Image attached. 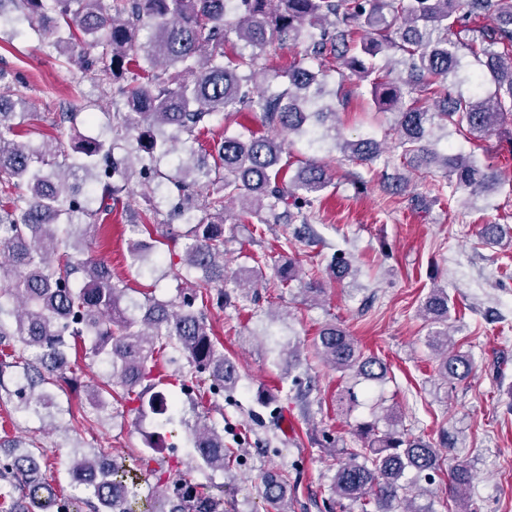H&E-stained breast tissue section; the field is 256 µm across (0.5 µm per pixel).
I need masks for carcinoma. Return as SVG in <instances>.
<instances>
[{
    "instance_id": "cac0c4a2",
    "label": "carcinoma",
    "mask_w": 512,
    "mask_h": 512,
    "mask_svg": "<svg viewBox=\"0 0 512 512\" xmlns=\"http://www.w3.org/2000/svg\"><path fill=\"white\" fill-rule=\"evenodd\" d=\"M15 5L19 22L48 39L72 66L70 83L91 81L124 101L109 112L110 137L78 136L66 153L35 141L31 113L18 98L4 106L0 94V390L6 401L41 417L69 414L46 386L75 384L70 350L81 348L89 364L105 363L101 381L84 385L89 407L101 415L115 400L136 418L171 421L180 396L193 403L204 390L217 405L240 381L224 345L211 336L197 302L222 309L232 303L227 283L247 290L263 278L260 267L224 272V211L242 203L238 221L309 223L328 176L308 161L290 177L281 163L286 130L319 141L336 139L335 102H326L333 74L355 76L371 86L375 103L394 116L389 130L409 170L417 176L442 172L450 196L489 195L509 184L501 171L476 154L448 155L430 141L432 129H451L483 148L490 137L512 142V0H0ZM148 30L143 41L138 31ZM235 34L243 47L224 45ZM289 44L299 60L288 70V87L269 93L248 84L261 71L262 56ZM382 56L381 66L368 58ZM479 66L471 71L465 58ZM258 112L266 132L224 136L209 156L194 162L193 144L210 119ZM187 159L171 172L160 162L178 152ZM344 160L374 162L382 153L372 137L337 142ZM137 178L150 192L136 195ZM205 182L206 195L195 192ZM177 198L181 224H145L159 235L169 258L132 239V264L149 275L189 284L176 297H130L112 269L85 251H71L76 231L89 237L117 208L157 211L160 189ZM204 211L213 220L195 215ZM134 226V230H139ZM182 249L174 261L176 249ZM448 292L433 288L420 315L430 329L426 346L446 382L462 381L470 356L448 349ZM315 355L343 373L381 381L387 365L366 355L348 332L323 326ZM186 447L159 462L153 440L129 459L99 445L77 453L68 468L74 492L41 475L47 449L35 444L0 457V512H224V485L177 477L181 466L224 471L240 456L225 445L224 425L185 424ZM360 448L343 451L330 486L331 501L372 504L377 512H428L403 492L412 471L429 479L439 467L438 450L421 437L359 427ZM284 474L269 473L263 499L288 512ZM470 475L452 471L457 512H470Z\"/></svg>"
}]
</instances>
